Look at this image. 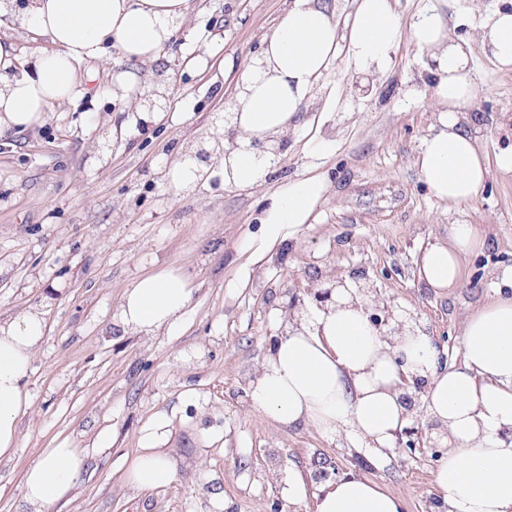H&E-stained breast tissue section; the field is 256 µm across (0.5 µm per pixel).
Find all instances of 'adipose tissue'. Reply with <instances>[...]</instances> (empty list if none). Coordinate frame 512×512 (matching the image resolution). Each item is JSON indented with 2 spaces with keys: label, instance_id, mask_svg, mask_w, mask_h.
<instances>
[{
  "label": "adipose tissue",
  "instance_id": "ef3b65f1",
  "mask_svg": "<svg viewBox=\"0 0 512 512\" xmlns=\"http://www.w3.org/2000/svg\"><path fill=\"white\" fill-rule=\"evenodd\" d=\"M191 10L190 0H27L21 8L15 0H0V16L48 35L53 44L25 68L14 42L0 40V70L13 73L0 84V133L32 127L86 94L80 68L101 58L109 42L130 64L113 75L112 96L128 111L141 112L140 97L150 87L140 70L161 59L189 29ZM405 37L428 57L437 110L418 152L419 176L439 200L464 204L479 198L488 168L470 119L478 87L469 51L450 37L437 9L406 25L395 0H355L353 14L341 25L331 0H291L264 36L255 62L238 72L234 125L240 147L220 160L225 185L246 189L266 181L270 167L258 163L250 142L286 135L340 54L358 69L384 73ZM480 41L501 68H512V10L497 11L482 27ZM327 191L318 175L283 182L265 199L260 222L267 238L295 237ZM483 244L476 225H449L447 241L422 252L420 280L438 290L456 287L466 258ZM192 296L184 274L163 268L127 289L119 318L146 336L169 332L182 323ZM368 303L345 291L339 305L290 320L251 382L253 408L324 435L348 426L387 447L410 420L399 401L403 379L422 376L426 413L448 432L435 473L444 512H512V440L500 436L512 428V295L496 297L466 319L463 361L449 369L438 366L436 349L421 332L407 327L393 339L380 336L365 314ZM44 329L37 311L0 324V458L12 457L18 446V415L29 405L28 377ZM170 426V418L160 414L142 434L140 452L126 471L137 489L151 491L175 478L176 465L165 448ZM85 459L79 448L45 449L24 478L28 512H51L67 499ZM315 512H403V502L376 482L350 475L322 489Z\"/></svg>",
  "mask_w": 512,
  "mask_h": 512
}]
</instances>
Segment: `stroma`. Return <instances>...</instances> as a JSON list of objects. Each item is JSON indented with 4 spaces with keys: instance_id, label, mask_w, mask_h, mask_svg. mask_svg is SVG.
<instances>
[{
    "instance_id": "1",
    "label": "stroma",
    "mask_w": 512,
    "mask_h": 512,
    "mask_svg": "<svg viewBox=\"0 0 512 512\" xmlns=\"http://www.w3.org/2000/svg\"><path fill=\"white\" fill-rule=\"evenodd\" d=\"M196 4L207 41L167 49L170 100L136 133L112 130L123 115L105 89L125 63L111 47L87 66L89 95L39 127L0 134V322L34 309L46 323L19 448L0 460V512H27L25 473L57 447L88 455L73 497L52 512H314L323 470L376 481L404 512H436L440 459L427 441L377 448L346 428L327 436L287 427L252 408L250 383L285 328L288 290L333 277L368 285L370 298L434 337L442 367L460 365L466 318L494 296L495 271L512 266V177L491 170L469 204L430 194L415 166L436 121L427 56L405 39L365 94L354 88L358 70L339 58L262 187L176 191L159 176L161 158L212 132L215 113L239 94V68L259 54L288 0ZM432 6L469 45L480 149L495 162L512 149V70L476 34L512 0H398L396 9L407 24ZM312 175L329 183L313 220L287 243L267 241L263 195ZM452 224L477 225L485 243L461 287H424L417 258ZM162 267L194 286L183 324L150 337L115 332L125 291ZM160 413L172 420L179 473L142 492L127 482L126 461ZM292 483L302 488L294 500Z\"/></svg>"
}]
</instances>
